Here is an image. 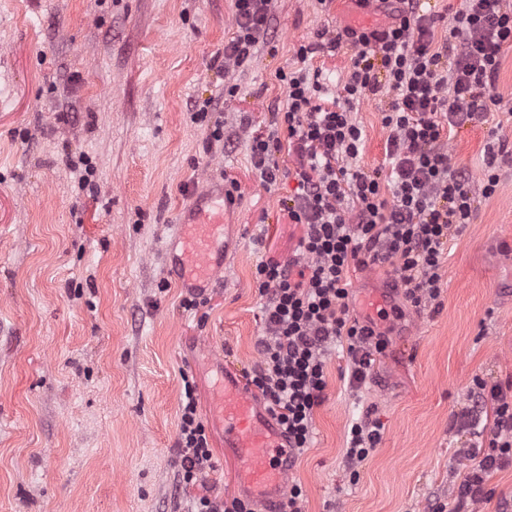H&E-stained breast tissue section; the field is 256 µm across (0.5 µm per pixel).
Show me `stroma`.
<instances>
[{
    "label": "stroma",
    "instance_id": "obj_1",
    "mask_svg": "<svg viewBox=\"0 0 512 512\" xmlns=\"http://www.w3.org/2000/svg\"><path fill=\"white\" fill-rule=\"evenodd\" d=\"M234 13V0H0V512H191L201 488L184 485L177 465L188 381L214 454L204 486L220 502L242 493L209 414L207 357L249 380L263 334L256 267L293 258L302 235L283 210L295 180L261 184L243 122L265 129L285 105L276 74L317 30L388 19L354 0H274L271 42L228 73ZM228 84L236 96L225 97ZM208 98L217 110L194 120ZM353 118L365 140L357 166L381 168L377 100ZM486 140L468 127L448 142L475 189ZM211 179L239 187L225 211L232 247L189 310L164 245ZM442 274L439 308L414 310L388 268L352 273V315L366 318L375 294L401 312L381 324L388 348L359 391L342 377L341 349L329 352L314 442L288 477L305 512L454 506L473 380L512 381V160L450 242ZM366 413L382 439L354 470L347 435Z\"/></svg>",
    "mask_w": 512,
    "mask_h": 512
}]
</instances>
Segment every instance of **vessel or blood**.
Listing matches in <instances>:
<instances>
[{
  "label": "vessel or blood",
  "instance_id": "vessel-or-blood-1",
  "mask_svg": "<svg viewBox=\"0 0 512 512\" xmlns=\"http://www.w3.org/2000/svg\"><path fill=\"white\" fill-rule=\"evenodd\" d=\"M226 202L220 185L197 194L165 249L170 267L191 291L207 288L224 270ZM220 375L211 416L224 428V446L237 462L239 482L260 512H286L288 441L264 406L244 392L236 375L225 369Z\"/></svg>",
  "mask_w": 512,
  "mask_h": 512
}]
</instances>
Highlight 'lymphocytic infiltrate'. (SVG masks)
I'll list each match as a JSON object with an SVG mask.
<instances>
[{
  "instance_id": "f902f5d3",
  "label": "lymphocytic infiltrate",
  "mask_w": 512,
  "mask_h": 512,
  "mask_svg": "<svg viewBox=\"0 0 512 512\" xmlns=\"http://www.w3.org/2000/svg\"><path fill=\"white\" fill-rule=\"evenodd\" d=\"M387 14L381 29L318 30L296 51L297 67L279 71L287 94L281 121L250 133L251 161L263 185L276 183L278 156L288 152L295 193L286 204L290 223L302 235L293 259L267 258L256 267L265 330L261 361L250 379L293 455L313 439L314 410L326 388L329 345L340 343L352 387L370 378L388 344L370 319L350 313V274L372 265L389 267L405 302L421 309L441 295L444 247L462 233L477 197H491L500 176L493 162L504 148L489 129V161L480 191L454 167L445 147L448 134L487 123L494 112H512L495 94L501 52L512 46V0H462L443 19L422 0H355ZM235 32L224 45V69L241 67L269 36L272 0H235ZM351 49L346 80L329 95L317 55ZM389 98L382 111L388 131L385 167L366 172L356 161L363 132L352 114L365 98ZM462 424L476 439L473 462L457 489L458 512L471 503L496 501L512 512V501L495 499L486 484L512 465V394L502 385L475 381ZM381 440L378 422L352 423L346 458L365 461ZM183 484L200 481L213 466V450L192 385H185L178 436Z\"/></svg>"
}]
</instances>
